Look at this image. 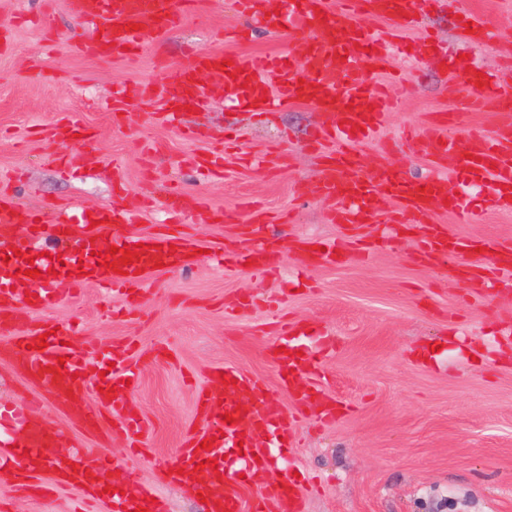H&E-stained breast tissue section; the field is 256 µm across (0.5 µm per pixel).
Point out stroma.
<instances>
[{"label":"stroma","instance_id":"1","mask_svg":"<svg viewBox=\"0 0 512 512\" xmlns=\"http://www.w3.org/2000/svg\"><path fill=\"white\" fill-rule=\"evenodd\" d=\"M468 12L486 15L498 38L459 40ZM2 23L10 34L0 49V194L22 209L119 204L137 211L138 221L114 228V235L145 234L163 226L164 190L176 184L188 195L206 196L213 211L236 217L226 224L187 213L184 221L202 249H238L252 229L285 242H332L349 258L300 274L288 254L263 276L204 260L150 275L146 298L124 314L120 299L103 307L92 287L33 313L35 324L80 322L83 345L134 342L141 372L133 399L153 429L142 454L120 435L88 436L83 420L66 414L21 366L0 364V405L42 400L43 419L69 444L108 449L111 475L154 485L169 512H203L164 471L188 433L204 424L197 395L210 369L234 365L276 385L267 353L279 315L302 326L293 344L318 352L323 396L341 411L332 421L309 414L298 448L272 453L269 474L248 479L250 498L292 472L317 482L304 512H512V348L504 343L512 337V271L493 272L495 285L485 288L421 264L415 224L405 225L372 261H358L381 225L331 223L334 201L313 194L323 159L307 148L321 120L309 104L258 116L214 90L176 123L160 118L163 75L156 59L185 67L195 51L243 59L289 52L300 65L308 33L268 31L235 0H198L179 28L147 41L127 61L78 50L91 30L72 15L68 0H0ZM429 30L436 42L427 61L394 57L406 88L379 137L359 143L357 152L365 169L388 166L413 182L441 175L450 190L468 193L475 223L432 215L450 234L512 243V214L489 209L488 186L465 184L433 163L431 146L402 139L405 126H426L437 112L456 113L452 134L459 142L475 131L493 132L496 107L471 111V90L452 81L446 60L497 73L512 58V0H448L425 8L423 26L398 30L397 37L411 47ZM143 85L152 88L150 99L117 115L109 110L113 89ZM71 119L94 129L93 151L53 138L54 127ZM230 131L239 137L237 152L227 156L222 174H204L193 158L219 147ZM256 207L269 223L251 225ZM420 348L432 349L428 363L416 357ZM75 496L46 484L23 492L0 472V512H67Z\"/></svg>","mask_w":512,"mask_h":512}]
</instances>
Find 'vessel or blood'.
<instances>
[{
    "mask_svg": "<svg viewBox=\"0 0 512 512\" xmlns=\"http://www.w3.org/2000/svg\"><path fill=\"white\" fill-rule=\"evenodd\" d=\"M239 9L259 16L270 30H279L284 16L312 32L302 53L304 67L288 63L286 56L259 57L250 61L223 52L196 53L190 65L166 73L165 104L169 117L195 107L203 87L201 76H209L244 108L264 113L277 105L307 102L323 117L312 139L313 147L333 142L324 156L322 176L314 194L336 200L332 221L359 227L373 219L382 200L396 201L386 223L387 232L374 240L373 248L390 242V233L401 224H420L419 258L428 259L438 268H468L475 248L469 242L450 237L444 225L430 221L432 212L455 217L458 223L473 221V210L462 195L450 192L445 179L410 182L385 167L365 172L355 150L356 143L372 137L382 126L390 98L373 82L374 75L391 70L392 51L386 41L365 31L362 19L376 16L409 29L418 23V0H237ZM74 16L92 21L96 33L88 44L90 52L110 59H131L139 54L148 37L161 36L176 28L183 14L173 0H70ZM472 30L467 39L486 43L493 37V26L482 14L468 16ZM454 79L474 89L470 107L479 108L495 101L499 123L493 134L474 135L470 144L457 142L450 134L455 116L439 114L423 130L407 129L406 136L434 145V160L454 167L461 178L475 185L491 182L487 201L498 212H512V94L504 86L512 82V62L498 74L476 68L452 66ZM55 138L60 143L80 139L93 148L94 138L86 127L74 123L59 126ZM122 208L71 207L41 213L21 212L18 204L0 196V224H19L26 242L21 255L0 261V361L21 363L34 384H48L55 399L68 411L84 415L90 434H100L105 415L117 418V433L130 447L147 440L151 434L131 400V385L139 380L138 362L127 342H114L84 351L72 344L80 326L70 323L30 325L33 312L58 302L56 285L64 281L72 291L92 285L103 293L104 303L122 297L127 308L139 306L146 292L149 276L156 264L178 268L199 261L192 236L185 231L158 230L148 235L116 237L113 226L129 223ZM81 236L82 246L67 259L43 256L37 243L43 239L66 242ZM133 246L135 253L122 272H113L119 263L112 247ZM302 267L326 266L341 261L334 244L293 241ZM210 261L247 266L249 272L265 273L279 264L278 239L261 237L234 255L212 253ZM120 264V263H119ZM38 269L30 276L28 267ZM278 373L276 387H268L249 374L230 365L213 368L208 393L199 394L204 416L202 430L187 437L175 463L178 481L191 494H203L208 512H302L299 481L294 475L282 477L271 485L261 501L246 504L241 488L243 477L270 461L269 438H276L278 448L295 445V429L305 418L304 403L321 393L318 356L272 352ZM112 364L108 379L97 380L87 371L88 362ZM285 389L295 396L299 407L286 413L277 396ZM232 422H225V415ZM62 435L32 410H0V469L12 474L18 484L38 478L44 472L58 471L67 487L82 491L103 490L110 512H165L163 501L154 500L151 488L138 481L126 482L122 489H104L105 472L111 458L98 448H80L64 452ZM239 440L240 465L225 459L224 449L231 440ZM216 467H209V460Z\"/></svg>",
    "mask_w": 512,
    "mask_h": 512,
    "instance_id": "1",
    "label": "vessel or blood"
}]
</instances>
